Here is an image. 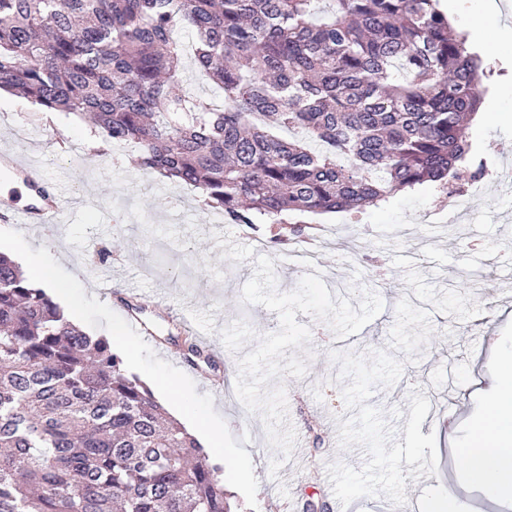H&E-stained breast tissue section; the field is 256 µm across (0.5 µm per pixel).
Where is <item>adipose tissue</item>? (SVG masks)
<instances>
[{"label": "adipose tissue", "mask_w": 512, "mask_h": 512, "mask_svg": "<svg viewBox=\"0 0 512 512\" xmlns=\"http://www.w3.org/2000/svg\"><path fill=\"white\" fill-rule=\"evenodd\" d=\"M457 454L471 484L512 497V369L497 384L490 410L476 423L472 440Z\"/></svg>", "instance_id": "1"}]
</instances>
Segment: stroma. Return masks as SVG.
<instances>
[{"instance_id": "35a3bbf8", "label": "stroma", "mask_w": 512, "mask_h": 512, "mask_svg": "<svg viewBox=\"0 0 512 512\" xmlns=\"http://www.w3.org/2000/svg\"><path fill=\"white\" fill-rule=\"evenodd\" d=\"M448 22L472 36L471 47L483 59V127H469L472 145L488 160L512 168V0H496L498 12L484 20L485 0H447ZM39 133L41 172L58 180L72 196L87 195L67 223L23 228L32 247L53 239V257L96 297L122 318L146 322L145 340L157 357L169 362L211 395L214 408L235 438H246L258 479L257 505L240 504L239 512H303L306 496L326 499L331 512H384L382 495L350 505L336 500L326 475L329 463L362 468L359 447H341L337 417L344 414L339 366L330 353L358 354L390 349L396 307L409 299L428 310L432 333L419 359L406 363L392 387H375L369 403L382 411L408 410L411 391L429 402L454 401L455 417L435 429L438 465L435 476L417 485L407 482L408 503L454 493L464 512H512V498H498L466 483L455 448L465 445L473 427L489 408L491 384L512 359V192L487 184L477 203V219L459 228L448 216V199L428 183L395 193L362 213L307 215L322 226L316 251L323 281L333 295L345 297L351 285L380 296L384 307L359 333L336 338L320 320L297 314L311 331V356L304 377L280 380L288 402V420L297 442L278 477H271L270 448L259 415L248 414L235 393L239 360L253 351L260 336L279 327L276 313L241 301L243 285L256 259H273L277 288L293 291L303 277L292 270L289 253L296 241L269 243V227L225 223L221 213L204 209L192 187H173L154 175L137 172L133 148L103 146L89 150L82 120L55 113L44 120L22 96H0V144L15 141L21 127ZM119 216L118 224H99L102 212ZM108 244L112 256L103 268L89 265L90 243ZM201 340L199 357L186 358L183 335ZM486 334L488 344L477 345ZM321 432L312 447L308 425Z\"/></svg>"}]
</instances>
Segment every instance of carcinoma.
Returning a JSON list of instances; mask_svg holds the SVG:
<instances>
[{"label": "carcinoma", "mask_w": 512, "mask_h": 512, "mask_svg": "<svg viewBox=\"0 0 512 512\" xmlns=\"http://www.w3.org/2000/svg\"><path fill=\"white\" fill-rule=\"evenodd\" d=\"M319 2L0 0V90L89 117L226 224L482 176L465 129L486 70L435 0ZM180 29L221 107L182 86ZM221 472L110 340L0 251V512H233ZM55 300L57 302H59L63 307V309L65 310V312L67 313V315L69 316V318L75 323L77 324L78 326H80L84 331H86L88 334L90 335H93V336H106L113 344L114 348L119 351L115 345V343L113 342V339L111 337V335L109 334V332L102 328V327H90L86 324H84L83 322L79 321L78 319L74 318L68 311V308L67 306L65 305V303L57 298H55ZM120 352V351H119ZM120 354L122 355V353L120 352ZM123 359H124V356L122 355ZM124 362H125V359H124ZM125 366H126V362H125ZM127 368V366H126ZM127 370L135 375L136 377H138L142 382H144L145 384H147L151 390L153 391L155 397L157 398V400L167 409L168 413L170 414V416L172 417V415L174 414L173 410H172V406L162 397V395L159 394V392L157 391L156 387L153 385V383L147 379L142 373L140 372H137V371H133V370H130L127 368ZM172 414V415H171ZM173 418V417H172ZM174 419V418H173Z\"/></svg>", "instance_id": "1"}]
</instances>
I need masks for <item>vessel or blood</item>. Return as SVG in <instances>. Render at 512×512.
<instances>
[{
	"label": "vessel or blood",
	"mask_w": 512,
	"mask_h": 512,
	"mask_svg": "<svg viewBox=\"0 0 512 512\" xmlns=\"http://www.w3.org/2000/svg\"><path fill=\"white\" fill-rule=\"evenodd\" d=\"M0 175L11 189L0 188V220L11 224H55L66 211L69 197L55 183L22 162L14 153L0 152Z\"/></svg>",
	"instance_id": "obj_1"
}]
</instances>
